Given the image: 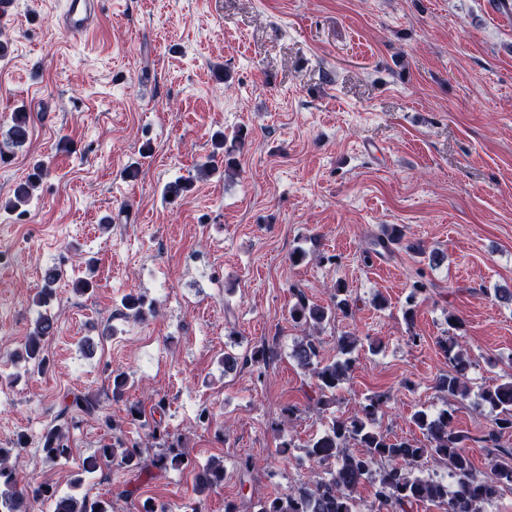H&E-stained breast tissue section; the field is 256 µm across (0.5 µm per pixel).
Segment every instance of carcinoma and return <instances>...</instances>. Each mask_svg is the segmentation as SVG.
Wrapping results in <instances>:
<instances>
[{"mask_svg": "<svg viewBox=\"0 0 512 512\" xmlns=\"http://www.w3.org/2000/svg\"><path fill=\"white\" fill-rule=\"evenodd\" d=\"M29 115L14 113L9 139L22 145L28 139ZM36 181L30 180L15 189L14 199L6 207L16 209L30 198ZM401 247L419 257L435 263L439 257L426 253L423 244L405 240L404 230L397 225H385L371 241V252L383 255L394 247ZM58 269L45 271L43 288L38 296L39 305H47L55 293ZM426 291L424 283L416 282L406 298L403 318L411 325L417 300ZM353 304L349 288L339 280L334 288V308L310 302L303 293L296 294V301L289 308V317L298 326L319 327L328 321L333 310L343 315L352 314ZM126 319L140 322L155 308L146 304L141 296L128 295L123 299ZM448 337L439 346L448 353L452 370L440 375L435 388L447 396L445 407L436 411L417 409L411 415L412 424L422 433L425 442L407 438H392L378 426V414L386 403L383 393L374 392L356 403L355 413L348 418H334L327 427L306 445L308 458L316 465L324 461L334 464L332 469L312 472L309 478L288 487L272 498L256 503L257 512H355L357 494L365 484L374 490L379 512H409L415 504L435 506L440 512H485V506L512 490V448L503 446V434L512 432V378L482 388L480 399L495 412L492 427L480 438L489 449V472L477 473L465 451L472 437L455 425V403L469 397L465 377L468 361L459 349L458 338L464 331V320L448 312ZM56 322L52 315L43 313L33 323L25 340L29 359L43 363V347L47 337L54 334ZM358 339L342 335L337 340L336 359L328 364L318 361V341L314 336L299 340L293 349L298 366L312 373L316 398L314 408L325 410L335 403L337 393L350 378L357 361ZM130 385V376L117 368L112 371V396L121 399ZM148 438L152 446L161 449L153 455L151 465L165 471L184 468L191 459L180 451V439L168 426L156 420L150 426ZM45 456L57 461L69 457L68 438L59 427L43 436ZM142 446L122 437L97 449L82 461V472L92 474L112 461H119L127 468L140 467ZM12 449L0 447V512H31L36 504L48 502L53 512H112V505L103 500L81 498L73 494H60L47 484H23L15 463L11 462ZM441 460L448 465L452 485L415 474L428 460ZM198 490L204 492L224 482V464L211 461L196 474Z\"/></svg>", "mask_w": 512, "mask_h": 512, "instance_id": "obj_1", "label": "carcinoma"}]
</instances>
